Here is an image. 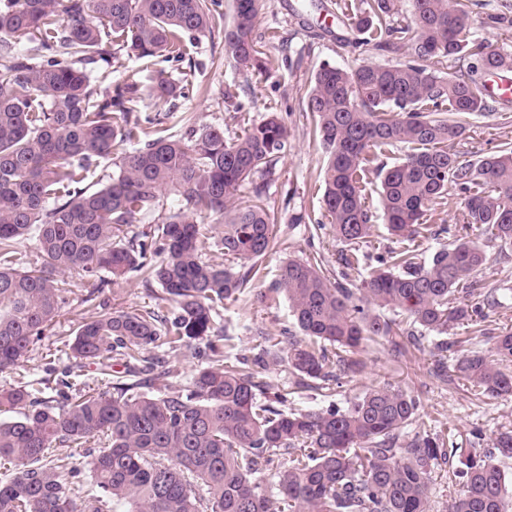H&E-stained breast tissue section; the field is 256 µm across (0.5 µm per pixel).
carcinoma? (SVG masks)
<instances>
[{
	"mask_svg": "<svg viewBox=\"0 0 512 512\" xmlns=\"http://www.w3.org/2000/svg\"><path fill=\"white\" fill-rule=\"evenodd\" d=\"M261 0H232L224 55L245 73L263 74L264 44L254 36ZM213 0H0V372L19 371L0 389V512H429L433 474L458 447L451 435L414 434L421 400L391 383L345 406L278 408L261 404L264 370L287 363L295 390L337 383L352 370L349 353L395 336L435 343V375L448 372L475 395H512V326L487 350L463 352L444 339L484 320L498 305L478 275L487 244L512 248V142L479 162L448 150L475 116L496 111L483 76L512 71V51L478 39L472 0H411L414 27L393 24L394 0H366L349 14L365 43L399 53L392 64L344 69L325 64L312 75L307 110L313 138L328 158L320 174L323 208L337 240L332 279L317 258L285 261L262 301L282 296L299 330L283 346L262 349L245 371L220 350L217 319L238 300L273 247L275 212L260 200L288 144L282 115L268 113L241 134L199 126L182 114L185 133L135 111L138 83L99 95L90 66H122L125 57L183 60L185 38L214 25ZM476 64L446 73L448 61ZM150 93L186 97L185 86L158 74ZM134 144L114 162L112 178L80 187L116 141ZM407 152L379 168L377 211L366 205L368 166L393 146ZM261 182L253 181L254 177ZM254 198L241 200L245 183ZM463 199L454 240L420 260L405 245L377 254L360 284L357 246L378 219L400 241L420 234L448 191ZM180 206L153 230L124 236L123 226L159 212L167 193ZM218 216L208 237L198 218ZM32 237L43 265L22 267L19 243ZM74 272L112 281L130 272L162 288L156 307L117 310L84 321L69 357L107 378L95 388L81 374L51 364L27 380L20 369L31 345L58 315ZM388 309L402 320L384 319ZM204 361L186 386L148 391L170 356ZM120 365L123 370L116 371ZM98 445L88 462L92 487L79 480L69 451ZM286 455L288 465L274 467ZM512 430L491 447L459 459V492L447 512H512ZM270 472L272 481L263 479Z\"/></svg>",
	"mask_w": 512,
	"mask_h": 512,
	"instance_id": "carcinoma-1",
	"label": "carcinoma"
}]
</instances>
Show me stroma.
Listing matches in <instances>:
<instances>
[{
	"mask_svg": "<svg viewBox=\"0 0 512 512\" xmlns=\"http://www.w3.org/2000/svg\"><path fill=\"white\" fill-rule=\"evenodd\" d=\"M361 0H262L254 33L266 42V73L247 75L224 57V26L231 19V0H219L211 34L186 42V63L176 65L164 57L124 60L122 67L95 69L91 84L105 91L115 84L135 80L150 85L153 75L164 73L187 81L193 94L187 99L159 100L143 96L134 108L139 112L166 116L173 132H180L177 115L195 113L198 125L223 127L227 136L240 134L244 119L258 121L266 112L285 113L288 147L276 166V173L264 194L265 202L278 213L273 248L259 262L260 274L239 299L225 306L220 323L225 328L224 350L230 356L253 359L261 344L277 343L284 329L294 328L285 299L260 303L257 293L267 291L279 265L289 258L319 254L328 272L337 269L336 257L344 245L326 223L318 176L326 154L310 134L307 91L312 74L323 64L352 68L364 62L384 64L388 58L361 43V37L347 22L348 9H360ZM500 0H475L471 26L478 37L499 45L512 37V27L496 23ZM240 88L238 105L224 100V86ZM512 139V103L500 107L497 115L474 119L467 134L451 145L452 150L475 159L489 155ZM461 199L448 194L445 202L429 212L424 230L415 240L422 255H430L440 245L451 242L439 234L440 225L455 224L461 213ZM303 214L304 223H292L294 214ZM69 291L58 316L35 343L24 374L33 380L43 374L47 363L68 365L63 354L79 323L119 309H149L155 306L160 287H145L139 273H129L118 284L93 288L91 281L67 275ZM512 323V307L490 311L488 318L450 332L459 348H488L490 338ZM434 340L426 338L422 347L408 348L400 357L390 354V343L370 346L353 354L354 367L341 386L292 393V376L287 364L269 367L266 379L271 393H289L296 408H318L329 403L344 405L348 398L368 388L391 382L419 394L423 409L415 424L418 431L449 432L463 452L486 447L499 431L512 428V398L479 399L461 380L444 383L431 374Z\"/></svg>",
	"mask_w": 512,
	"mask_h": 512,
	"instance_id": "1",
	"label": "stroma"
}]
</instances>
